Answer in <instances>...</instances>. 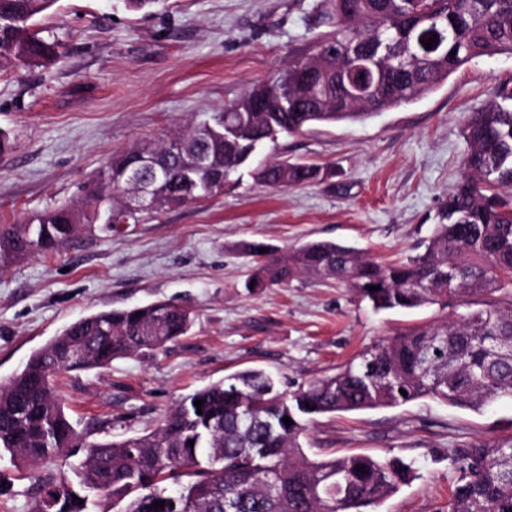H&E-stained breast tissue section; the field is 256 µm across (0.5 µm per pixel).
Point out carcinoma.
Returning a JSON list of instances; mask_svg holds the SVG:
<instances>
[{"label": "carcinoma", "instance_id": "carcinoma-1", "mask_svg": "<svg viewBox=\"0 0 512 512\" xmlns=\"http://www.w3.org/2000/svg\"><path fill=\"white\" fill-rule=\"evenodd\" d=\"M56 2L0 0V70L53 65L57 45L33 25ZM316 8L328 31L315 40L311 58L210 120L186 126L178 134L182 156L167 154L163 142L114 154L87 184L86 200L0 225V269L61 251L97 224L110 231L119 215L137 224L166 207L214 199L260 147L281 134L368 119L421 99L473 58L512 53V0H318ZM433 36L437 43L425 48L421 41ZM361 71L368 80H360ZM253 103L261 111H252ZM462 136L463 175L414 257L377 262L331 240L308 241L282 254L261 253L266 244L255 242L249 251L256 288L305 273L346 284L376 310L454 304L465 314L374 341L336 373L290 395L270 373L237 372L180 400L154 431L120 441L97 439L107 420L76 429L64 412L56 375L163 351L186 334L191 313L156 301L82 317L0 384V451L35 467L29 512H90L92 495L104 497L97 512H378L413 478L414 468L396 457H309L298 440L317 416L421 398L480 411L512 399L511 79L468 113ZM196 151L207 154L202 168L192 166ZM144 154L155 156L168 178L154 185L152 209L130 212L122 171ZM322 176L318 166L288 161L252 171L256 182L271 188ZM286 416L293 424L283 422ZM76 456V481L54 472L56 462ZM448 460L453 483L446 512H512L511 438L450 448ZM157 501L164 507H155Z\"/></svg>", "mask_w": 512, "mask_h": 512}]
</instances>
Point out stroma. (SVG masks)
<instances>
[{
  "instance_id": "35a3bbf8",
  "label": "stroma",
  "mask_w": 512,
  "mask_h": 512,
  "mask_svg": "<svg viewBox=\"0 0 512 512\" xmlns=\"http://www.w3.org/2000/svg\"><path fill=\"white\" fill-rule=\"evenodd\" d=\"M317 0H57L36 20L57 42L47 69L0 71V225L17 224L85 194L113 154L173 136L273 83L311 56L322 33ZM512 78V54L477 57L431 93L356 123L316 124L260 149L254 163L287 159L332 178L273 190L250 167L222 196L164 210L116 232L82 234L66 250L0 270V383L65 326L114 307L169 300L189 309L185 336L156 354L59 374L78 429L110 420L109 439L143 435L185 396L225 376L261 369L283 391L333 374L362 346L455 319V307L375 311L333 279L298 275L253 288L247 246L283 251L333 240L381 261L420 252L463 172L466 113ZM512 437V401L482 411L430 399L318 417L300 439L311 456L367 454L413 463V479L382 512H440L448 447ZM0 512H28L30 469L0 453Z\"/></svg>"
}]
</instances>
